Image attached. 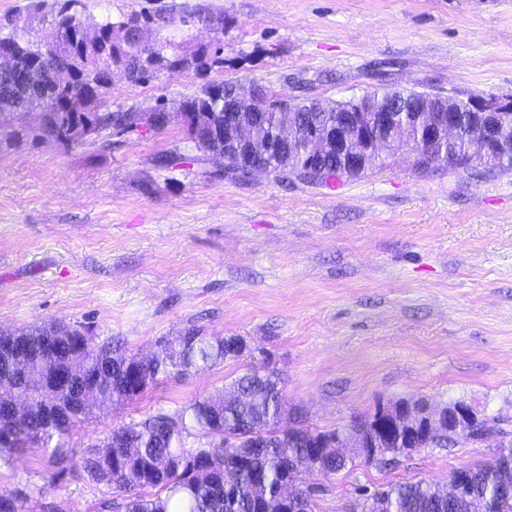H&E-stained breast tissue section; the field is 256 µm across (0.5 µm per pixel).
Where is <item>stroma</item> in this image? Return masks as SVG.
Returning a JSON list of instances; mask_svg holds the SVG:
<instances>
[{"label":"stroma","mask_w":512,"mask_h":512,"mask_svg":"<svg viewBox=\"0 0 512 512\" xmlns=\"http://www.w3.org/2000/svg\"><path fill=\"white\" fill-rule=\"evenodd\" d=\"M0 0L51 41L62 0ZM88 32L132 12L200 70L131 83L115 75L100 109L169 123L77 142L42 140L36 114L0 115V330L56 320L94 343L150 354L191 329L237 336L241 357L169 377L105 404L69 437L82 449L112 428L176 414L246 368L275 371L287 409L326 430L379 404L457 400L512 434V170L420 169L403 150L329 187L238 180L203 155L175 112L209 83H258L321 102L385 84L443 95L512 97V0H76ZM174 154L177 165L156 159ZM484 443L423 448L381 470L356 463L319 479L318 512L397 481L447 486L494 465ZM25 512L64 503L96 512L107 490L78 461L28 451L0 469Z\"/></svg>","instance_id":"35a3bbf8"}]
</instances>
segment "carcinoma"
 Instances as JSON below:
<instances>
[{
	"label": "carcinoma",
	"instance_id": "carcinoma-1",
	"mask_svg": "<svg viewBox=\"0 0 512 512\" xmlns=\"http://www.w3.org/2000/svg\"><path fill=\"white\" fill-rule=\"evenodd\" d=\"M78 17L61 9L55 18L60 30L50 48L31 37L18 35L12 17L0 18V58H6L29 70L40 67L44 54L70 60L80 76L72 87L55 91L54 111L45 126L36 131L42 139L68 142L77 126L96 134L112 129L129 130L139 126L144 113L100 112L98 72L119 64L128 80L137 83L147 74L161 70L198 69L206 64L205 48L189 56L166 53L169 44L155 42L149 50L123 49L122 44L135 38V29L160 25L148 14H131L107 21L98 27L101 40L82 41L72 33ZM199 93L184 98L176 110L197 149L204 152L210 126L223 119L224 102L205 101ZM426 92L380 86L358 98L325 104L308 99L272 96V109L258 112V133L267 136L280 126L279 107L288 106L293 122L303 131L319 130L328 123L356 127L365 110L396 108L394 123L416 133L417 100ZM449 163L468 169L484 165L491 170H512V155L507 158H483L470 152L462 138L446 144L443 150ZM320 183L329 184L343 177L359 176L366 171L356 166L347 154L330 152L319 160ZM71 337V349L81 351L88 362L89 375L106 371L110 375L108 391L92 400L73 405L72 399L53 386L50 373L64 360L65 348L57 346L59 337ZM21 351L27 359L23 374L17 376V391L0 400V468H8L14 458L29 449L48 450L59 461L73 459L68 446L70 432L88 420L98 402H124L144 393L150 386L172 375H185L199 364L241 357L244 345L236 337L214 341L197 331H188L158 352L145 357L129 355L119 345L95 346L78 326L57 322L34 323L7 333L0 341V374L13 375L7 349ZM230 390L238 393L224 400L218 391L198 400L171 417L159 413L143 422L112 430L103 446L83 451L80 466L89 481L110 490L99 503L98 512H255L264 504V512H288L278 489L289 476L303 494V512H315L314 487L303 483L302 475L330 477L358 458L366 464L385 467L398 456L409 453L402 444H393L373 453L368 448L354 449L347 456L334 444L345 433L371 424L375 412L353 420L347 427L317 430L301 415L285 413L282 390L277 375L270 372H245L235 378ZM197 430L205 436L223 435L220 444L203 443L196 448L181 447L182 433ZM457 437L448 432L430 436L420 434L412 448H453ZM497 461L487 467L474 465L450 476L455 484L466 478V489L450 496L440 486L425 482H396L355 500L348 512H512V440L496 444Z\"/></svg>",
	"mask_w": 512,
	"mask_h": 512
}]
</instances>
